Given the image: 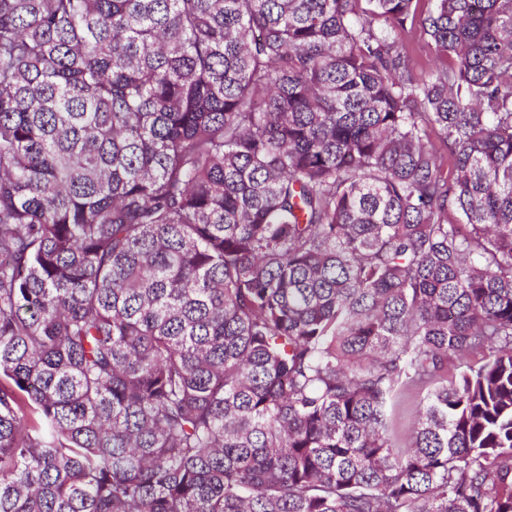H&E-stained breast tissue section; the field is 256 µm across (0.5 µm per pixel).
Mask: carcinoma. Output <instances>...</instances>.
Returning a JSON list of instances; mask_svg holds the SVG:
<instances>
[{
  "label": "carcinoma",
  "mask_w": 512,
  "mask_h": 512,
  "mask_svg": "<svg viewBox=\"0 0 512 512\" xmlns=\"http://www.w3.org/2000/svg\"><path fill=\"white\" fill-rule=\"evenodd\" d=\"M0 512H512V0H0ZM402 38L408 44L411 55L416 62L428 71L435 69L437 63L435 56L430 46L427 44L426 36L421 33L417 26L410 29L408 25L407 31L402 33ZM427 389L414 390L406 395L397 407V431L400 443H403L412 423V416L421 406Z\"/></svg>",
  "instance_id": "obj_1"
}]
</instances>
